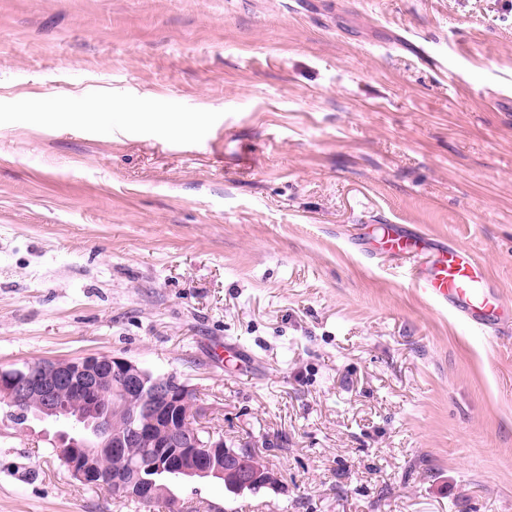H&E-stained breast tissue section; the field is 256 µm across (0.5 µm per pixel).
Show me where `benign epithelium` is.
Listing matches in <instances>:
<instances>
[{"mask_svg": "<svg viewBox=\"0 0 512 512\" xmlns=\"http://www.w3.org/2000/svg\"><path fill=\"white\" fill-rule=\"evenodd\" d=\"M136 405L126 427L112 426V404ZM26 410L30 421L73 415L66 424L43 429L61 463L84 484L102 487L118 500L173 496L164 484L136 478L141 471L170 472L184 478L228 479L235 490L264 484L274 488L278 476L262 472L242 448H230L224 437L183 425L190 414L200 417L196 392L168 374H155L137 363L99 354L77 359H37L0 366V416ZM163 449L159 458L132 454L145 439ZM109 448L116 466L103 470L95 449Z\"/></svg>", "mask_w": 512, "mask_h": 512, "instance_id": "obj_1", "label": "benign epithelium"}]
</instances>
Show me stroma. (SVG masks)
<instances>
[{
	"label": "stroma",
	"instance_id": "obj_1",
	"mask_svg": "<svg viewBox=\"0 0 512 512\" xmlns=\"http://www.w3.org/2000/svg\"><path fill=\"white\" fill-rule=\"evenodd\" d=\"M379 224L512 304V0H0V365L176 374L279 478L177 501L512 512V327L416 293ZM42 428L0 420V512H146Z\"/></svg>",
	"mask_w": 512,
	"mask_h": 512
}]
</instances>
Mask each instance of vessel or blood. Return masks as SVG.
Segmentation results:
<instances>
[{
    "mask_svg": "<svg viewBox=\"0 0 512 512\" xmlns=\"http://www.w3.org/2000/svg\"><path fill=\"white\" fill-rule=\"evenodd\" d=\"M382 247L406 268L411 285L474 329L497 332L512 321V307L490 286L485 265L470 249L408 234L392 224L381 227Z\"/></svg>",
    "mask_w": 512,
    "mask_h": 512,
    "instance_id": "vessel-or-blood-1",
    "label": "vessel or blood"
}]
</instances>
